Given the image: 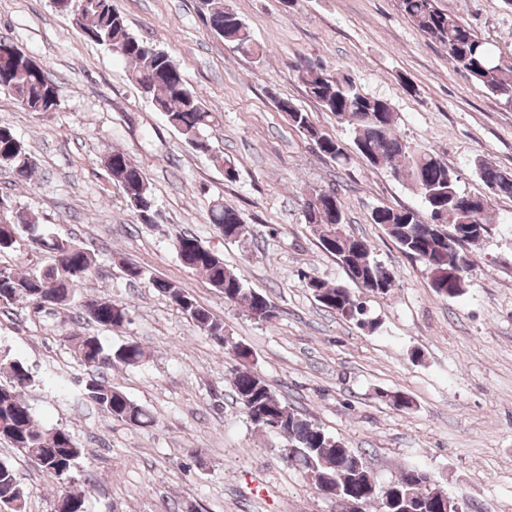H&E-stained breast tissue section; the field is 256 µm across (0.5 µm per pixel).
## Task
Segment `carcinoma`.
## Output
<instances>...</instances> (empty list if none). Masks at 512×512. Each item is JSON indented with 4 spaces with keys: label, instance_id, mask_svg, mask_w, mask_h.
I'll return each mask as SVG.
<instances>
[{
    "label": "carcinoma",
    "instance_id": "1",
    "mask_svg": "<svg viewBox=\"0 0 512 512\" xmlns=\"http://www.w3.org/2000/svg\"><path fill=\"white\" fill-rule=\"evenodd\" d=\"M397 4L402 15L426 38L443 46L456 71L512 107V51L502 50L470 24L441 10L436 0H397ZM200 11L211 33L241 52L263 56L264 49L254 41L248 24L234 10L224 7L221 0H200ZM74 21L83 37L125 62L130 81L193 150L204 155L213 153L206 131L214 125L216 117L188 87L176 60L153 42L132 33L112 0H76ZM27 62L26 57L22 64L0 67V93L11 96L29 112L59 110L56 83L47 73L30 70ZM297 77L311 98L352 130V150L371 166L387 168L394 179L415 189L425 204L423 216L409 207H379L371 214L372 222L381 225L404 254L424 264L430 287L438 296L452 299L463 294L471 266L464 247L478 242L488 232V194L460 190L458 176L445 162L433 152L399 137L388 103L363 93L351 79L329 77L310 66L298 67ZM278 108L325 158L338 165L348 163L350 149L323 133L308 113L287 99L278 100ZM104 163L121 184L137 222L152 224L157 204L141 170L119 150L106 156ZM0 165L10 168L19 181L30 179L36 169L26 144L6 123H0ZM476 173L489 194L512 195V174L483 162L477 163ZM304 195V223L316 232L323 249L336 257L355 284L369 291L388 293L395 284L392 272L374 260L367 241L347 232L343 208L320 196L316 188L304 191ZM309 196L318 198V204H310ZM209 218L226 239L244 235L243 216L222 201L212 204ZM24 237L49 255V263L30 271L0 264V307H28L32 321L59 335L85 371L81 379H51L49 384L63 393L76 388L83 400L130 426L155 425V418L146 407L103 375L105 368L141 363L145 356L142 345L127 341L106 346L95 334L68 331L69 322L77 318L108 331L121 330L130 322L126 302L83 296L87 279L96 267L95 251L42 232L32 220L0 216V257L13 254ZM174 248L181 264L202 273L211 287L224 294L225 301L241 306L259 322L271 323L276 319L277 314L271 313V301L246 288L219 254L187 235L177 238ZM124 275L131 282L148 280L197 331L224 347L234 362L231 386L245 415L262 430L269 429L264 416L282 419L280 432L287 441L284 453L293 455L302 471H314L341 495L371 490L374 474L364 464L355 465L362 458L343 440L288 407L251 368L252 350L226 333L224 321L175 283L147 276L141 266H125ZM302 279L323 307L344 320L371 330L376 328L377 323L366 318L362 302L349 289L306 273ZM33 382L26 363L7 352L0 353V440L7 442L14 454L31 462L46 481L57 486L54 512H86L85 494L71 490L83 448L70 429L46 426L36 417L24 399ZM426 475L422 467L401 469L388 482L392 486V504L383 505L381 512H444L447 494L436 487H424ZM29 495V488L21 482L11 460L0 458V512H25Z\"/></svg>",
    "mask_w": 512,
    "mask_h": 512
}]
</instances>
